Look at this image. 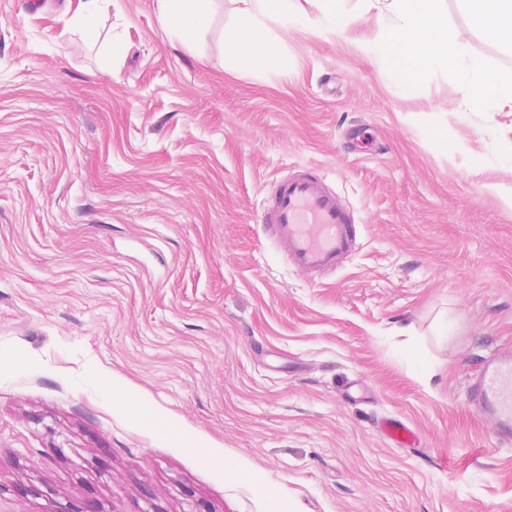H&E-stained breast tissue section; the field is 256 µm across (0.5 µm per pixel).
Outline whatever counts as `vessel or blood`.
Here are the masks:
<instances>
[{
    "label": "vessel or blood",
    "instance_id": "vessel-or-blood-1",
    "mask_svg": "<svg viewBox=\"0 0 512 512\" xmlns=\"http://www.w3.org/2000/svg\"><path fill=\"white\" fill-rule=\"evenodd\" d=\"M266 239L299 272L336 271L356 249V221L339 196L313 168L273 181L270 202L259 217ZM470 406L489 425L497 444L512 445V350L484 363L471 378ZM384 436L407 448L415 431L397 418L381 425Z\"/></svg>",
    "mask_w": 512,
    "mask_h": 512
}]
</instances>
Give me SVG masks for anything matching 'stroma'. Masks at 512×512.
I'll list each match as a JSON object with an SVG mask.
<instances>
[{
	"label": "stroma",
	"instance_id": "35a3bbf8",
	"mask_svg": "<svg viewBox=\"0 0 512 512\" xmlns=\"http://www.w3.org/2000/svg\"><path fill=\"white\" fill-rule=\"evenodd\" d=\"M77 6L0 4V512H512V446L466 398L512 349V108L458 113L441 74L395 91L355 50L371 16L281 33L280 79L225 60L234 0L188 43L154 0L94 39ZM301 166L358 221L318 281L257 223ZM381 432L389 441L402 448H409L416 438L415 431L397 418L385 420Z\"/></svg>",
	"mask_w": 512,
	"mask_h": 512
}]
</instances>
